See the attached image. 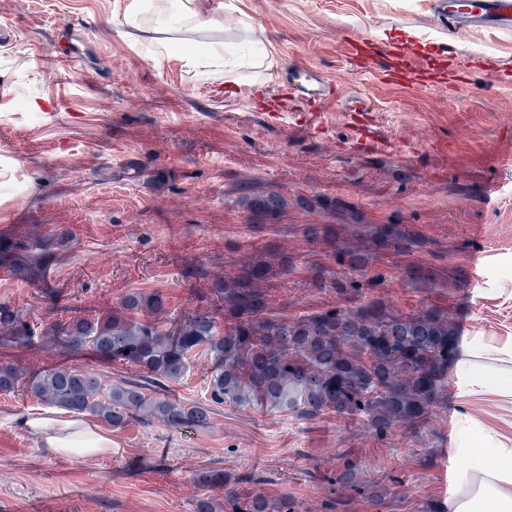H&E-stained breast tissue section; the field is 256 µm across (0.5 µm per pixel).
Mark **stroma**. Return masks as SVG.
Masks as SVG:
<instances>
[{"mask_svg": "<svg viewBox=\"0 0 512 512\" xmlns=\"http://www.w3.org/2000/svg\"><path fill=\"white\" fill-rule=\"evenodd\" d=\"M127 0H0V157L16 160L0 183V234L70 242L37 281L0 268V302L49 325L104 316L132 291L159 292L170 317L196 311L213 278L233 276L270 242L293 270L267 287L274 313L295 317L339 301L306 285L313 266L335 268L331 247L309 240V224H339L342 238L365 224H406L422 247L374 254L386 270L378 294L411 315L447 312L459 336L512 339V167L499 168L512 137V31L479 29L459 41L471 68L448 86L447 33L431 25L428 0H233L220 26L185 41L264 46L277 66L262 86L198 77L176 58L151 59V36L124 23ZM73 29L75 70H54L58 26ZM422 49L430 72L411 88L389 84L382 43ZM506 68L494 82L479 64ZM313 65L339 92L361 87L381 105L376 121L393 149L354 150L339 112L321 126L271 106L290 61ZM500 188L484 197L485 181ZM291 199L270 224L255 225L237 203L243 179ZM325 206L304 210L297 197ZM420 265L434 284L410 286ZM200 267L204 276H187ZM188 376L161 393L175 402L206 398L210 358H191ZM0 363L35 375L62 365L118 383L130 365H105L67 347L0 339ZM24 390L0 394V512H194L196 474L211 466L240 479L241 496L296 499L300 512H438L454 490L451 430L469 415L512 441V397L461 399L455 388L424 420L377 436L360 418L325 412L299 419L250 406L214 407L205 428L134 421L112 431V452L82 458L48 452L14 415L36 407ZM395 490L376 506L334 485L346 463Z\"/></svg>", "mask_w": 512, "mask_h": 512, "instance_id": "obj_1", "label": "stroma"}]
</instances>
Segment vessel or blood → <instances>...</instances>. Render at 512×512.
Masks as SVG:
<instances>
[{"instance_id":"obj_1","label":"vessel or blood","mask_w":512,"mask_h":512,"mask_svg":"<svg viewBox=\"0 0 512 512\" xmlns=\"http://www.w3.org/2000/svg\"><path fill=\"white\" fill-rule=\"evenodd\" d=\"M429 9L433 26L447 31L454 40L475 29L512 30V0H430ZM288 92L308 112H323L338 104L349 120L356 149L390 150V143L372 130L371 116L377 106L364 90H352L345 99L336 100L314 68L292 64L288 67Z\"/></svg>"}]
</instances>
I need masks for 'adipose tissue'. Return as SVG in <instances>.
Instances as JSON below:
<instances>
[{
	"label": "adipose tissue",
	"mask_w": 512,
	"mask_h": 512,
	"mask_svg": "<svg viewBox=\"0 0 512 512\" xmlns=\"http://www.w3.org/2000/svg\"><path fill=\"white\" fill-rule=\"evenodd\" d=\"M152 19L157 36L155 59L168 56L174 47V30H206L221 23L219 14H201L195 0H130L125 21L137 24ZM185 65L201 75L223 72L225 80L238 81L241 68L268 70L276 61L267 54L213 45H192L183 50ZM459 397L488 392L512 396V339L503 344L483 336L464 339L452 364ZM21 428L39 437L58 455L96 456L112 452L111 435L87 418L26 411L18 417ZM455 492L448 512H512V446L471 416L459 417L454 425Z\"/></svg>",
	"instance_id": "ef3b65f1"
}]
</instances>
